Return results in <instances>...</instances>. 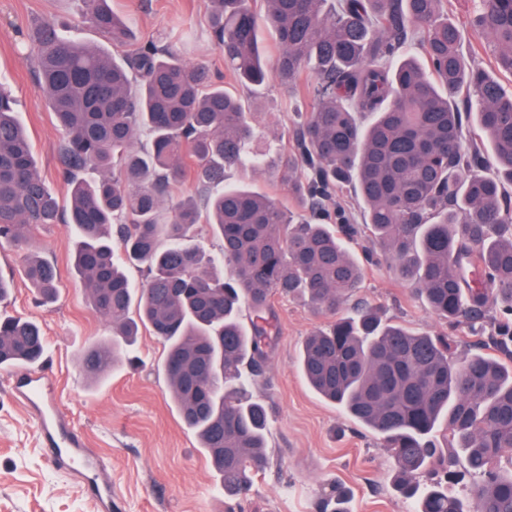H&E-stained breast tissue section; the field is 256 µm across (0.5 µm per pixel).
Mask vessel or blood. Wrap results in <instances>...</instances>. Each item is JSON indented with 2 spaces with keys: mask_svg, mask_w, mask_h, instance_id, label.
Returning a JSON list of instances; mask_svg holds the SVG:
<instances>
[{
  "mask_svg": "<svg viewBox=\"0 0 512 512\" xmlns=\"http://www.w3.org/2000/svg\"><path fill=\"white\" fill-rule=\"evenodd\" d=\"M45 387L43 375L36 371L23 369L14 377V395L37 423L49 455L81 473L88 464L84 444L47 397Z\"/></svg>",
  "mask_w": 512,
  "mask_h": 512,
  "instance_id": "b4317fda",
  "label": "vessel or blood"
}]
</instances>
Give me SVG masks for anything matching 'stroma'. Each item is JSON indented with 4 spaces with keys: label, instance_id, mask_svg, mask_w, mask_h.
<instances>
[{
    "label": "stroma",
    "instance_id": "obj_1",
    "mask_svg": "<svg viewBox=\"0 0 512 512\" xmlns=\"http://www.w3.org/2000/svg\"><path fill=\"white\" fill-rule=\"evenodd\" d=\"M138 39L175 42L190 63L223 76L224 56L208 40L207 0H111ZM82 0H0V78L17 100L32 141L38 170L68 205L60 174L63 128L35 76L36 64L18 29L42 19L68 21V37L108 48V41L82 16ZM287 91L267 82L248 95L269 155L292 147V115L280 110ZM284 139H277V132ZM36 247L58 272L59 297L40 304L24 275V254L0 245V275L13 279L0 313L36 321L48 343L39 365L59 410L80 432L86 450L104 462L112 479V512H318L330 483L342 484L349 512H403L408 501L395 481L391 452L369 429L355 425L335 405L317 396L297 367L306 336L326 328L329 316L300 298L275 299L279 336L269 358L267 381L254 388L269 410L273 464L253 474L245 494L227 496L219 474L197 436L179 417L162 370L164 343L140 330L134 366L93 378L84 370L88 347L112 339V326L98 317L73 268L70 225L49 224ZM361 297L381 308L383 319L419 332L439 334L448 326L432 314L386 267L366 270ZM13 371L0 369V512H101L85 481L53 465L35 421L12 391Z\"/></svg>",
    "mask_w": 512,
    "mask_h": 512
}]
</instances>
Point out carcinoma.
Wrapping results in <instances>:
<instances>
[{"instance_id": "obj_1", "label": "carcinoma", "mask_w": 512, "mask_h": 512, "mask_svg": "<svg viewBox=\"0 0 512 512\" xmlns=\"http://www.w3.org/2000/svg\"><path fill=\"white\" fill-rule=\"evenodd\" d=\"M86 19L122 59L65 37L43 19L23 42L65 138L71 187L60 205L37 171L16 99L0 82V244L25 250V275L46 301L54 267L34 253L45 224L74 232V268L112 343L85 355L93 376L122 361L139 327L167 347L163 371L185 426L221 476L248 490L268 469L266 379L274 299L306 297L334 317L307 336L300 373L321 398L374 431L395 458L415 512H512V0H478L471 20L489 70L461 50L446 0H209V40L224 54L216 82L172 43L137 39L109 0ZM275 39L267 67L260 28ZM273 79L288 89L294 150L278 157L280 203L252 189L268 170L244 93ZM245 176L225 183L226 172ZM192 181L199 198L185 196ZM351 189L360 208L339 201ZM220 239L216 258L197 225ZM143 267L146 286L124 263ZM386 264L452 330L475 337L460 366L444 334L382 320L358 301L367 266ZM34 322L0 317V369L45 350ZM448 430V451L435 431ZM463 463L479 477L466 499L418 480ZM337 484L323 512H347Z\"/></svg>"}]
</instances>
